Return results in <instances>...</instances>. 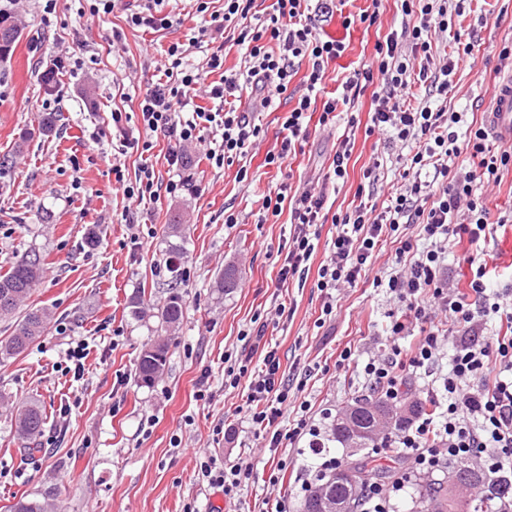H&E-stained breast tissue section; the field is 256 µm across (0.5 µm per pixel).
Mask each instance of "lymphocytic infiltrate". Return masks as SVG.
<instances>
[{
    "label": "lymphocytic infiltrate",
    "mask_w": 512,
    "mask_h": 512,
    "mask_svg": "<svg viewBox=\"0 0 512 512\" xmlns=\"http://www.w3.org/2000/svg\"><path fill=\"white\" fill-rule=\"evenodd\" d=\"M254 2L224 0L223 21L239 29L237 43L244 50V67L228 73L222 54L215 51L208 56L206 71L220 72L221 78L209 85L207 93L221 102V109L198 107L191 119H182L179 110L189 105L203 73L184 67L183 45L169 47L170 67L139 103L147 134L142 152L152 150V135L169 137L176 146L167 162L178 169L187 163L181 145L198 140L200 132L208 130L214 145L205 157L211 165L220 168L246 158L263 127L258 113L240 109L235 93L246 85L262 103H269L271 96L287 92L303 61L308 64L303 75L305 91L283 116L285 135L279 149L267 153L266 165L282 166L306 143L312 96L322 89L328 63L346 50L342 41L322 39L318 25L342 12L348 0H320L312 12L303 9L302 0H273L263 19L252 24L248 17ZM399 2L400 27L376 43L368 64L349 71L341 94L323 102L318 122L323 126L335 123L338 108L370 95L365 132L386 134L404 146V153L396 157L402 168L400 183L384 205H377L372 184L381 164L376 161L365 171L364 184L357 187L358 205L346 211L328 214L325 191L310 187L292 194L284 184L266 196L262 205L267 216L290 214L287 251L278 271L282 284L308 272L321 243L323 224L335 226L336 234L326 243L327 256L314 283L323 299L321 313L327 317L336 310L337 288L355 286L381 237L399 235L407 224L418 226L416 237L401 238L395 266L380 282L402 305L401 315L390 325L394 344L361 368L369 388L387 401L399 400L402 371L429 370L437 362L441 332L427 325L430 309L447 313L448 326L456 331L448 372L427 393L431 411L403 422L393 440L398 452L411 459V468L388 490L377 478H370L360 512H393L394 498L455 462H475L489 477L512 469V305L492 301L487 292L488 265L478 256L467 259L468 291L454 288L443 277L449 246L464 238L475 249L484 244L489 232L487 212L476 190L500 183L503 172L512 170V144L445 105L460 54L454 51L439 57L434 46L440 39L451 38L453 19L464 14L470 0ZM184 187L180 179L160 183L153 165L144 163L124 193L142 204L156 201L163 193L177 195ZM481 322L497 326L486 343L468 335ZM415 324L424 326L425 332L407 357L399 341ZM242 339L245 349L225 367L224 375L234 384L243 377L248 380L240 407L247 430L266 440L273 452L283 440L308 438L312 454L321 456L320 430L302 395L304 387L286 379L276 345L266 340L261 329L244 333ZM257 349L264 355L256 364L252 356Z\"/></svg>",
    "instance_id": "1"
}]
</instances>
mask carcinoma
<instances>
[{
    "mask_svg": "<svg viewBox=\"0 0 512 512\" xmlns=\"http://www.w3.org/2000/svg\"><path fill=\"white\" fill-rule=\"evenodd\" d=\"M18 39V29L7 19L0 17V56L10 53ZM167 238L170 239L166 249V269L172 274L170 286L172 292L161 308L160 330L169 337H174L184 318V301L182 295L175 292L180 286V260L184 259L185 235L182 223L178 220L167 225ZM44 266L42 256L30 251L15 261L9 268L0 273V319L12 320L15 324L13 335L5 343H0V358L8 359L24 351L30 344L43 335L49 313L43 310H32L24 315L18 311L30 295L32 288L43 278ZM239 273L233 266H227L216 278V288L227 295L238 285ZM169 352V343L165 340L146 345L139 353L134 377L137 384L149 387L164 371ZM392 412L382 401L370 402L359 399L349 405L340 418L333 420L329 441L337 442L344 447L350 446L351 432L365 431L376 420L377 414ZM16 432L23 442L24 448H36L37 437L42 433L45 418L42 411L34 404L18 408L15 416ZM340 468L346 471L343 482H328L330 473L317 472L316 481L328 483L327 489L331 499L347 504L349 512H359L361 491L366 474L373 473L381 477L386 471L373 465L371 456H363L358 460H342ZM448 473L464 476L469 485L480 486V495L472 500H460L445 486V482H436L433 486L419 492V502L427 500L437 504V512H496L499 500L512 495V471L505 469L494 478L488 479L472 467L456 464L448 468ZM57 493L52 490L45 492L43 500L20 499L13 512H59L61 507L55 503Z\"/></svg>",
    "mask_w": 512,
    "mask_h": 512,
    "instance_id": "1",
    "label": "carcinoma"
}]
</instances>
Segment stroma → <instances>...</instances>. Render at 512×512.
<instances>
[{
    "label": "stroma",
    "mask_w": 512,
    "mask_h": 512,
    "mask_svg": "<svg viewBox=\"0 0 512 512\" xmlns=\"http://www.w3.org/2000/svg\"><path fill=\"white\" fill-rule=\"evenodd\" d=\"M148 3L121 0L111 14L94 16L87 0H56L46 25L37 0H26L16 21L18 40L0 59V267L27 249L39 251L44 277L25 306L51 314L44 336L20 355L0 360V512L51 489L58 491L65 512H185L190 505L196 512H263L266 501L277 499L294 506L318 461L307 440L287 442L290 467L279 484L270 485L277 458L242 429L236 410L246 386L225 385V353L241 349L240 337L254 323L265 324L288 379L304 382L315 423L323 429L329 416L370 392L354 368L338 366L340 353L348 349L364 361L391 344L387 325L397 304L374 281L394 264L393 238L381 241L356 287L337 290L336 314L324 322L323 299L314 286L324 249H317L306 279L278 284V248L288 235V218L262 224L258 216L265 196L281 183L295 189L316 184L346 137L354 147L344 182L327 191L332 211L357 205L363 172L379 154L388 163L379 171L377 190L387 195L400 179L398 144H376L364 128L349 127L340 118L311 131L302 152L284 169L265 165L289 109L284 98L275 97L263 110L265 133L247 157L248 179L239 180L237 165L212 167L201 148L190 147L189 164L180 172L188 181L182 194H164L144 206L124 195L112 167L120 165L131 182L142 159L133 149L120 153L112 110L130 113L125 135L142 134L138 103L169 66V47L187 43L212 24L209 14L198 12L196 0H162L170 28L127 29V9ZM401 19L396 0H382L371 27L344 28L337 15L324 22L321 36L347 46L328 67L326 91H335L349 69L368 61L376 41ZM120 28L125 38L116 45L112 32ZM454 28L462 43L471 44L472 54L459 67L448 104L479 122L501 79L493 51L512 38V0H472L470 12L456 18ZM59 54L78 59L80 66L64 72L65 95L55 105V126L42 134L38 126L49 97L43 72ZM477 192L489 222L497 226L483 251L489 289L507 298L512 296V226L498 221L512 214V172ZM228 210L238 214L237 225L225 224ZM176 216L186 236L179 288L184 320L169 343L162 377L147 388L134 379L135 360L157 339L153 313L169 295L167 273L159 267L164 229ZM135 231L142 242L138 248L130 241ZM91 235L98 243L90 248L85 240ZM228 264L238 268L240 281L224 295L214 281ZM138 294L146 311L140 321L129 308ZM79 343L87 344L88 356L84 376L76 381L57 366ZM205 373L215 393L210 402L196 396ZM24 402L37 403L46 417L39 450L32 454L15 432V412ZM65 406L71 412L64 418ZM221 425L227 433H218ZM205 455L220 465H249L234 500L215 505V490L198 477Z\"/></svg>",
    "instance_id": "obj_1"
}]
</instances>
